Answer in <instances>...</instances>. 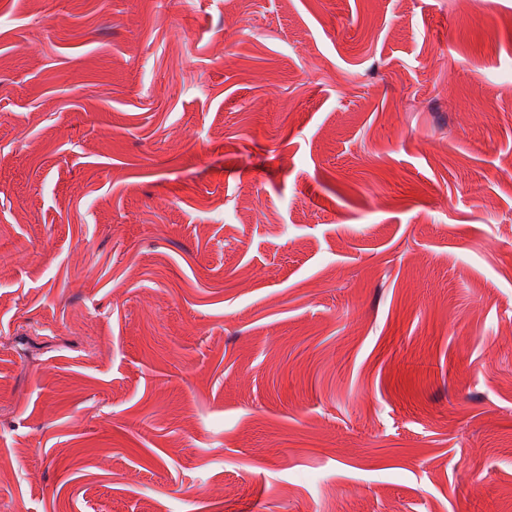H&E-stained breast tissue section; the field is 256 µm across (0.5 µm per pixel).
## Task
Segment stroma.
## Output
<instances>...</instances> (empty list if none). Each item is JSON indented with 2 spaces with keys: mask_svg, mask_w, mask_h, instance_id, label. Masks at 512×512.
<instances>
[{
  "mask_svg": "<svg viewBox=\"0 0 512 512\" xmlns=\"http://www.w3.org/2000/svg\"><path fill=\"white\" fill-rule=\"evenodd\" d=\"M0 512H512V0H0Z\"/></svg>",
  "mask_w": 512,
  "mask_h": 512,
  "instance_id": "35a3bbf8",
  "label": "stroma"
}]
</instances>
